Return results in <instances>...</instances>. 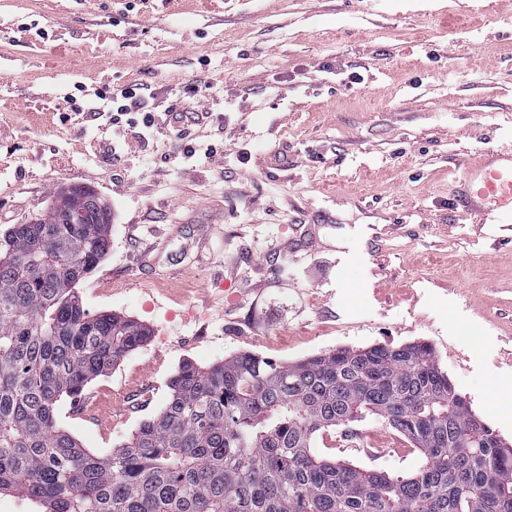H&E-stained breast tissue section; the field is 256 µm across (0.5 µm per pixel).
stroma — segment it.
I'll list each match as a JSON object with an SVG mask.
<instances>
[{"mask_svg":"<svg viewBox=\"0 0 512 512\" xmlns=\"http://www.w3.org/2000/svg\"><path fill=\"white\" fill-rule=\"evenodd\" d=\"M134 84L144 137L111 121ZM509 146L512 0H0V231L93 188L112 246L78 296L151 330L59 427L103 456L183 362L421 341L511 442L512 242L453 205L479 151ZM406 445L370 417L316 440L390 475L419 469Z\"/></svg>","mask_w":512,"mask_h":512,"instance_id":"obj_1","label":"stroma"}]
</instances>
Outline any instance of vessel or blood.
I'll list each match as a JSON object with an SVG mask.
<instances>
[{
    "label": "vessel or blood",
    "mask_w": 512,
    "mask_h": 512,
    "mask_svg": "<svg viewBox=\"0 0 512 512\" xmlns=\"http://www.w3.org/2000/svg\"><path fill=\"white\" fill-rule=\"evenodd\" d=\"M458 184L457 207L483 220L512 215V148L481 152Z\"/></svg>",
    "instance_id": "vessel-or-blood-1"
}]
</instances>
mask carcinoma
Returning <instances> with one entry per match:
<instances>
[{"label": "carcinoma", "instance_id": "obj_1", "mask_svg": "<svg viewBox=\"0 0 512 512\" xmlns=\"http://www.w3.org/2000/svg\"><path fill=\"white\" fill-rule=\"evenodd\" d=\"M0 235V493L46 512H512V447L457 397L425 342L340 348L276 363L253 353L183 362L159 412L107 456L57 426L62 396L145 343V325L92 315L76 285L111 249L112 211ZM375 418L422 465L408 477L314 448L317 435Z\"/></svg>", "mask_w": 512, "mask_h": 512}]
</instances>
